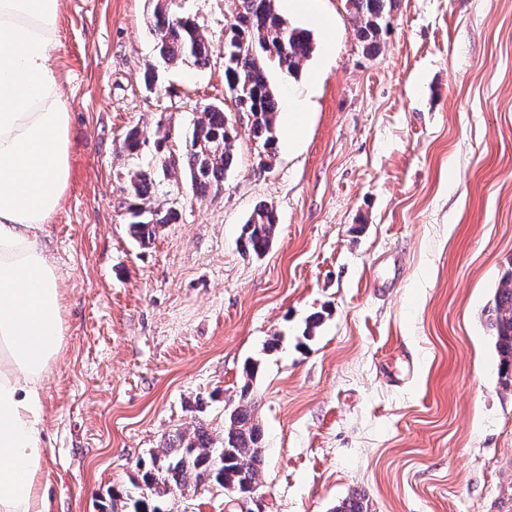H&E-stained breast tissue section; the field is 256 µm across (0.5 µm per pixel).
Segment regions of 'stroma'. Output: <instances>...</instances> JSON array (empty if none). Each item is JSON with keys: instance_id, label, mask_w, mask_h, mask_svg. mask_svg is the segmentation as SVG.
<instances>
[{"instance_id": "1", "label": "stroma", "mask_w": 512, "mask_h": 512, "mask_svg": "<svg viewBox=\"0 0 512 512\" xmlns=\"http://www.w3.org/2000/svg\"><path fill=\"white\" fill-rule=\"evenodd\" d=\"M179 5L223 44L231 0ZM276 7L314 41L297 77L269 73L280 103L305 100L304 134L289 143L279 112L266 170L240 127L235 167L200 196L185 135L200 106L235 110L222 56L148 92L151 0H60L71 178L40 238L64 297L43 391L51 512H130L168 436L223 438L246 382L254 496L205 485L165 512H333L356 490L368 512H512V388L488 319L512 264V0H393L372 56L348 0H321L330 39ZM134 127L144 156L175 161L179 218L146 244L126 224ZM262 204L280 222L258 256L239 238Z\"/></svg>"}]
</instances>
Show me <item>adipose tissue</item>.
<instances>
[{"label": "adipose tissue", "instance_id": "1", "mask_svg": "<svg viewBox=\"0 0 512 512\" xmlns=\"http://www.w3.org/2000/svg\"><path fill=\"white\" fill-rule=\"evenodd\" d=\"M59 0H0V512H49L43 380L64 333L38 234L70 177V112L52 53Z\"/></svg>", "mask_w": 512, "mask_h": 512}]
</instances>
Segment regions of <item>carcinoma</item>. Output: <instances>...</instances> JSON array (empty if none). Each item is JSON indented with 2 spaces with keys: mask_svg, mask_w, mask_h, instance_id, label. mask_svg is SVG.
<instances>
[{
  "mask_svg": "<svg viewBox=\"0 0 512 512\" xmlns=\"http://www.w3.org/2000/svg\"><path fill=\"white\" fill-rule=\"evenodd\" d=\"M276 0H233V19L224 45H214L191 17L180 12L178 0L166 7L153 3L149 31L164 69L205 66L215 51L225 54L224 83L237 111L248 114L250 136L262 144L264 157L276 156L278 93L268 72L277 69L296 76L300 63L314 51L310 33L292 25L275 7ZM354 9V35L364 50L379 49L382 22L392 0H348ZM239 130L224 108L209 104L199 122L186 134L185 162L191 184L201 195L217 191L233 165ZM132 198L127 207L131 236L140 243L153 239L158 227L177 219L176 203L165 199L156 165L143 162L129 173ZM279 218L268 205L258 206L243 227L242 246L256 255L271 244ZM496 349L504 374L512 367V269L505 271L491 310ZM250 383L240 390L238 405L224 422V438L216 442L202 427L192 435L175 432L162 449L157 467L145 471L148 494L135 500L133 512H162L158 502L190 488L215 484L245 489L256 483L263 463L259 452L262 431L254 418ZM336 512H368L365 495L355 492L336 506Z\"/></svg>",
  "mask_w": 512,
  "mask_h": 512,
  "instance_id": "obj_1",
  "label": "carcinoma"
}]
</instances>
